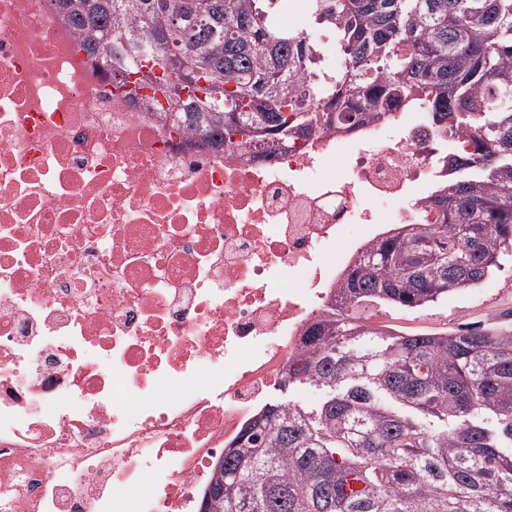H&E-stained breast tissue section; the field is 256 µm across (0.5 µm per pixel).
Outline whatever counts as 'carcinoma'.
I'll return each instance as SVG.
<instances>
[{
	"instance_id": "carcinoma-1",
	"label": "carcinoma",
	"mask_w": 512,
	"mask_h": 512,
	"mask_svg": "<svg viewBox=\"0 0 512 512\" xmlns=\"http://www.w3.org/2000/svg\"><path fill=\"white\" fill-rule=\"evenodd\" d=\"M112 81L158 38L171 64L139 69L165 99L128 98L212 147L258 157L280 141L423 105L432 134L462 137L448 178L336 282L279 382L314 406L270 401L224 445L203 512H512V326L401 332L373 318L480 285L512 258V0H311L346 68L324 76L315 34L276 27L277 0H49ZM221 22L186 37L189 10ZM208 85L182 89L187 71Z\"/></svg>"
}]
</instances>
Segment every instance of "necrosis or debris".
<instances>
[{"label": "necrosis or debris", "instance_id": "necrosis-or-debris-1", "mask_svg": "<svg viewBox=\"0 0 512 512\" xmlns=\"http://www.w3.org/2000/svg\"><path fill=\"white\" fill-rule=\"evenodd\" d=\"M420 109L221 151L0 0V512H199L337 279L445 171Z\"/></svg>", "mask_w": 512, "mask_h": 512}]
</instances>
